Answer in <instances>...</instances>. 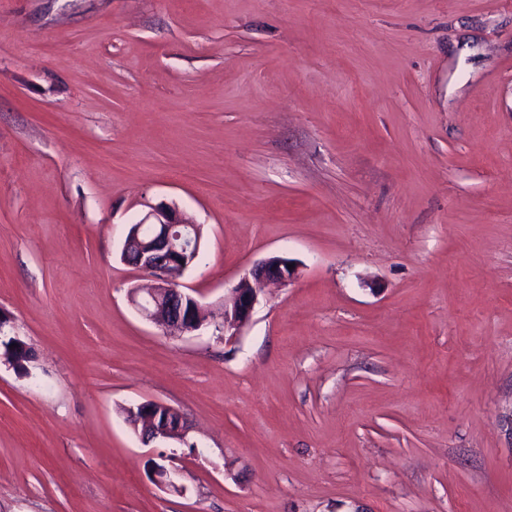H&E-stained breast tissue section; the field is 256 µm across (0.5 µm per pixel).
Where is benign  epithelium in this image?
<instances>
[{"label": "benign epithelium", "mask_w": 512, "mask_h": 512, "mask_svg": "<svg viewBox=\"0 0 512 512\" xmlns=\"http://www.w3.org/2000/svg\"><path fill=\"white\" fill-rule=\"evenodd\" d=\"M200 254L198 228L181 217L173 208L160 206L145 218L130 226L122 249V259L146 272L153 279L148 288H133L130 301L147 319L163 327L171 336H182L201 330L206 325V313L201 303L186 292L182 278L195 265ZM290 261L271 256L242 278L230 295L224 298V330L236 329L249 322L258 299L254 284L288 283L297 275L288 268ZM126 417L144 422L152 430L141 436L143 443L154 440L183 442L187 427L182 415L174 408L157 401H145L126 408ZM177 468L154 464L153 481L175 491Z\"/></svg>", "instance_id": "benign-epithelium-1"}]
</instances>
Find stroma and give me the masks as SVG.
I'll use <instances>...</instances> for the list:
<instances>
[{
    "instance_id": "1",
    "label": "stroma",
    "mask_w": 512,
    "mask_h": 512,
    "mask_svg": "<svg viewBox=\"0 0 512 512\" xmlns=\"http://www.w3.org/2000/svg\"><path fill=\"white\" fill-rule=\"evenodd\" d=\"M162 202L183 336L121 259ZM0 314V512H512V0H0ZM199 254L198 228L173 208H154L128 230L122 259L129 264L134 255L136 259L130 264L153 279L149 288H132L130 301L171 336L190 334L206 325L204 307L181 282ZM292 264L287 258L271 256L254 267L242 278L229 296H224V334L229 329H236L249 322L258 299L257 284L269 282L288 283L297 275L296 267L288 269ZM17 344L14 348H11L12 343H1L4 347V355L8 362L21 374H27L28 363L31 360V349L28 345L17 339ZM165 412L164 422L157 425V419L161 412ZM125 415L135 423L145 422L146 426L153 424L155 427L145 435H141L144 444L154 440H168L185 443L187 427L182 415L171 406L157 401H145L134 406L127 407Z\"/></svg>"
}]
</instances>
